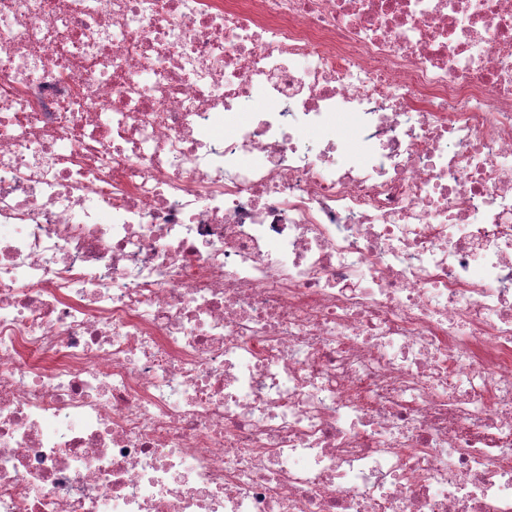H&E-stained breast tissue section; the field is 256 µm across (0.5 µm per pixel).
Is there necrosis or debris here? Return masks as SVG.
Listing matches in <instances>:
<instances>
[{"mask_svg":"<svg viewBox=\"0 0 512 512\" xmlns=\"http://www.w3.org/2000/svg\"><path fill=\"white\" fill-rule=\"evenodd\" d=\"M0 512H512V0H0Z\"/></svg>","mask_w":512,"mask_h":512,"instance_id":"4bbe7bcc","label":"necrosis or debris"}]
</instances>
